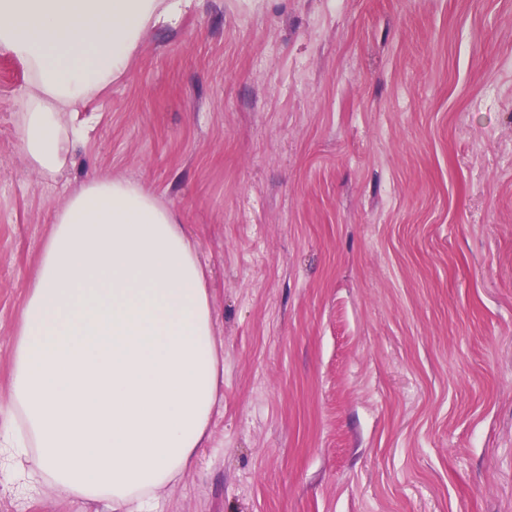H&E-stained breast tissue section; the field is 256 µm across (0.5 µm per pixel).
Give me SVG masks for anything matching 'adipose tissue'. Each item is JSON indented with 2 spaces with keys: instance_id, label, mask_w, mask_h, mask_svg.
<instances>
[{
  "instance_id": "obj_1",
  "label": "adipose tissue",
  "mask_w": 512,
  "mask_h": 512,
  "mask_svg": "<svg viewBox=\"0 0 512 512\" xmlns=\"http://www.w3.org/2000/svg\"><path fill=\"white\" fill-rule=\"evenodd\" d=\"M191 0H0V50L33 80L18 117L53 174L82 129L65 115L126 69ZM207 272L177 212L89 175L52 220L13 354L0 462L82 501L148 512L196 464L224 382Z\"/></svg>"
}]
</instances>
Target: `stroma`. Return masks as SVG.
I'll return each instance as SVG.
<instances>
[{
  "mask_svg": "<svg viewBox=\"0 0 512 512\" xmlns=\"http://www.w3.org/2000/svg\"><path fill=\"white\" fill-rule=\"evenodd\" d=\"M0 51V402L53 212L142 184L209 269L224 398L154 512H512V0H193L32 167ZM0 512H108L0 485Z\"/></svg>",
  "mask_w": 512,
  "mask_h": 512,
  "instance_id": "obj_1",
  "label": "stroma"
}]
</instances>
